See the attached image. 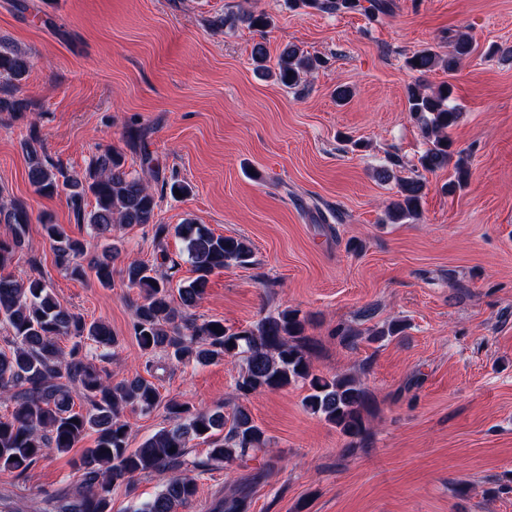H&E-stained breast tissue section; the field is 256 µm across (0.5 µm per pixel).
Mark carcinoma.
Wrapping results in <instances>:
<instances>
[{
    "instance_id": "carcinoma-1",
    "label": "carcinoma",
    "mask_w": 512,
    "mask_h": 512,
    "mask_svg": "<svg viewBox=\"0 0 512 512\" xmlns=\"http://www.w3.org/2000/svg\"><path fill=\"white\" fill-rule=\"evenodd\" d=\"M324 13L359 10L368 20L379 22L389 12L386 0H299ZM263 32L269 25L262 14L228 15L224 26L238 21ZM450 50L441 56L424 48L406 57V67L421 75L441 69L452 76L474 49L467 34L448 36ZM321 59L290 45L280 54L278 79L290 88L299 85L301 75L315 70ZM27 71L19 53L0 49V77L13 87ZM408 112L417 123L427 148L418 158L425 172L453 166L448 193L465 187L470 168L462 153L453 150L451 129L461 111L453 98V85L436 88L415 81L406 89ZM28 178L37 191L53 196L63 191L68 206L99 236L112 233V225L148 224L152 221L156 197L148 182L125 169L123 157L114 151L99 154L83 176L66 174L63 166L42 157L34 147L27 151ZM427 182L418 173L398 181V199L388 205L386 218L392 223L414 222L422 216V199ZM93 196V210L85 211V199ZM3 222L11 225L12 237L0 240V323L10 330L9 351H0V398L12 404L9 415L0 417V470L23 474L51 452L65 453L92 430L95 446L81 459L82 477L46 498V512H112V491L145 474H169L161 490L150 500L133 506L131 512H183L197 497L198 481L215 469L255 458L268 444L262 428L248 410L237 407L231 421L208 409H191L174 399L162 402L158 388L136 376L119 383L109 381L105 369L97 366L85 350L87 342L98 347L119 345L117 337L102 321H87L82 315L62 308L39 277L19 281L2 274L25 241L31 223L27 206L20 200L0 207ZM55 262L76 278L91 271L103 288L112 285V264L119 255L111 246L85 269L81 259L84 242L67 235L59 225L41 222ZM154 239L175 234L185 243L196 277L178 288L180 303L171 294L174 274L157 275L155 269L131 260L121 269L132 288L139 289L135 305L133 336L146 354L162 353L176 363L207 364L225 357L242 361L236 391L247 396L274 392L301 382L308 387L304 407L354 441L367 434L365 412L367 393L351 374L318 375L308 357V320L297 310L267 315L254 324L232 329L220 320L198 323L187 310L201 299L209 276L232 265L252 263L253 248L246 239L217 235L203 224L188 221L170 228L153 225ZM406 325L392 321L369 331L372 340L405 335ZM72 340L69 351L61 349L60 338ZM88 407L74 409L73 391ZM165 405L172 425L129 448L128 410L150 413ZM78 423H73V420ZM209 444L205 457L189 459L193 442ZM248 487L232 497L217 500L213 512H248Z\"/></svg>"
}]
</instances>
